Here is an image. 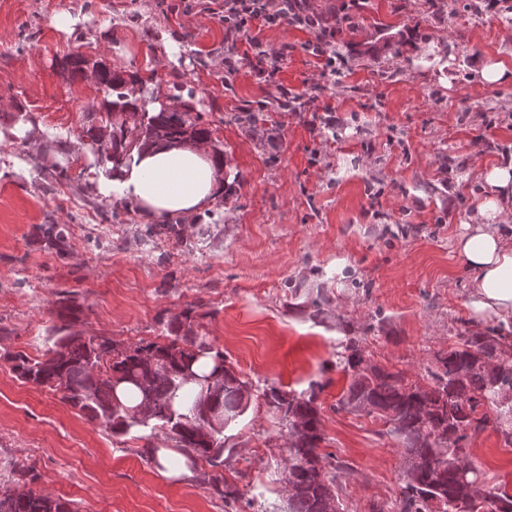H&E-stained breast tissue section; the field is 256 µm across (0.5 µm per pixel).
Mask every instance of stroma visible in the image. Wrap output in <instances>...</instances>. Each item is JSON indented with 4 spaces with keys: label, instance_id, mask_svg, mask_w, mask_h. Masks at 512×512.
<instances>
[{
    "label": "stroma",
    "instance_id": "1",
    "mask_svg": "<svg viewBox=\"0 0 512 512\" xmlns=\"http://www.w3.org/2000/svg\"><path fill=\"white\" fill-rule=\"evenodd\" d=\"M464 4L366 0L356 29L334 39L344 69L300 115L275 109L248 62L230 76L208 66L224 29L184 14L182 0H0V483L35 467L34 490L78 512H287L273 476L287 436L263 390L319 382L324 449L346 466L344 512L394 503L403 449L382 421L337 409L342 345L358 339L365 359L415 381L459 335L500 323L473 316L475 274L458 241L493 195L485 172L512 159V24L494 10L468 16ZM255 38L287 46L278 78L288 89L318 77L309 32L256 23L239 54L251 56ZM453 42L456 56L433 57ZM396 44L415 66L379 81ZM76 55L151 78L164 101L192 103L208 121L224 191L180 222L182 243L124 206L80 149L101 93L93 77L64 72ZM499 64L506 78L479 85L482 68ZM246 108L262 111V134L237 122ZM61 169L66 178L45 191ZM43 224L66 225L63 251ZM65 299L74 331L129 346L190 318L251 383L249 408L224 431L236 503L196 477L162 475L148 451L171 447L164 429L113 435L60 393L18 379L9 354L40 357ZM465 452L512 494V447L494 428Z\"/></svg>",
    "mask_w": 512,
    "mask_h": 512
}]
</instances>
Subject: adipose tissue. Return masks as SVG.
Segmentation results:
<instances>
[{"instance_id": "ef3b65f1", "label": "adipose tissue", "mask_w": 512, "mask_h": 512, "mask_svg": "<svg viewBox=\"0 0 512 512\" xmlns=\"http://www.w3.org/2000/svg\"><path fill=\"white\" fill-rule=\"evenodd\" d=\"M221 166L203 146L155 145L134 153L131 164L121 168L112 183L145 220L166 222L211 205L221 188ZM481 216L482 224L459 241V250L475 274L469 305L478 318L512 319V244L496 229V197L486 200Z\"/></svg>"}]
</instances>
